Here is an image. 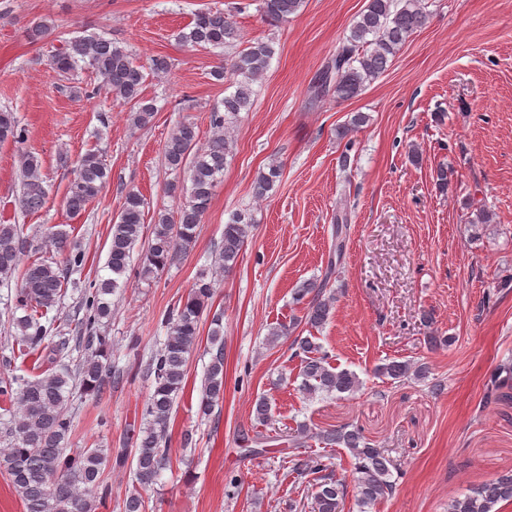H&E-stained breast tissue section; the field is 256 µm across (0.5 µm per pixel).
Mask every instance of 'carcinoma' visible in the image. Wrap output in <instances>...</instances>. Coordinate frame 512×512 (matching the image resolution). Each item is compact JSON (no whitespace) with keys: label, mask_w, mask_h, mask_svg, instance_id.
I'll return each mask as SVG.
<instances>
[{"label":"carcinoma","mask_w":512,"mask_h":512,"mask_svg":"<svg viewBox=\"0 0 512 512\" xmlns=\"http://www.w3.org/2000/svg\"><path fill=\"white\" fill-rule=\"evenodd\" d=\"M304 0H261V17L270 25L288 21L303 6ZM429 15L423 0H368L350 29L336 47V52L318 72L310 86L309 104L326 96L338 100L357 97L367 85L382 75L400 46L416 31L425 27ZM54 23L47 18L35 20L29 28V38L41 41L53 34ZM181 39L193 46L221 48L224 64L213 70L218 81L228 82V94L222 107L211 112L213 134L208 142L198 146L194 124L180 123L165 142L163 155L168 169L183 172L188 183L169 185L171 194L181 191L187 200L173 216L167 210L157 212L153 237L139 278L149 279L175 259L188 252L195 241L196 227L207 211L214 191L224 176L227 158L232 155L234 141L226 129L240 113L251 110L254 103L253 85L267 71L275 48L271 41L250 42L241 50L236 47L242 36L230 16L220 9L198 11L189 30ZM52 68L62 77L87 69L96 75L112 99L129 106L131 127L142 129L151 122L155 106L144 97L143 88L149 77L160 79L169 70L163 57L151 59L149 66L136 64L132 54L119 43L99 36H84L65 42L51 60ZM25 129L19 126L9 111L0 112V143L20 142ZM37 157L20 155V207L27 213L41 210L47 191ZM280 175V164L273 162L268 171L259 173L254 183L255 198L261 199L273 189ZM109 177L102 156L85 154L73 171L65 195L68 212L78 216L99 196ZM145 199L137 192L125 196L117 220L112 224L107 276L89 284L81 296L82 316L67 323V334L51 336L54 323L44 325L41 318L58 306L70 276L84 262L80 245L59 231H48L36 244L24 233L22 224H0V275H9L18 267L20 255L39 251L50 244L59 258H37L21 272V287L16 295L17 307L25 315L12 319L19 336L20 356L26 358L45 354L52 364L62 362L69 347L90 352L78 370L63 365L47 369L33 379L5 371L0 373V438L6 442L0 455V469L22 500L25 512H95L97 503L106 499L108 488L103 485L102 467L112 457L110 448H85L68 452L73 419L67 405L73 382H80L86 394L103 395L116 378V366L103 362L107 357L109 339L99 333L103 320L112 316L107 296L121 287L132 258V251L141 238ZM348 213L338 212L334 252L341 257L343 234L347 232ZM254 219L246 211L232 214L219 243L216 258L220 267L229 272L252 232ZM329 280L307 281L295 292L296 301L306 302L304 324L319 328L330 317L334 295L327 293ZM213 295V283L199 280L185 300L164 317L167 336L162 347L146 365L147 374L156 386L144 407L146 426L134 440L133 475L137 488L124 501V512H144L145 502L140 490L157 483L169 463L166 444L174 406L184 390L190 355L200 342V318ZM207 353L211 355L201 388L199 411L212 414L215 405L224 398V326L220 316L212 317ZM292 357L300 359L302 383L307 393L354 395L362 381L353 371L330 365L329 355L310 336H294L289 344ZM380 375L393 380H417L427 376L428 367L407 361H391L377 368ZM483 406L512 401V363L498 365L486 385ZM316 440L327 448L344 447L355 461L354 489L357 504L370 509L392 497L396 481L393 473L400 472V463L385 454L365 436L361 429L343 425L314 432L301 424L294 430L295 445ZM300 476H313L311 499L313 512H341L347 485L334 478L317 456L305 462L293 463ZM512 501V471H508L475 487L464 497L454 498L448 512H496L495 506Z\"/></svg>","instance_id":"carcinoma-1"}]
</instances>
